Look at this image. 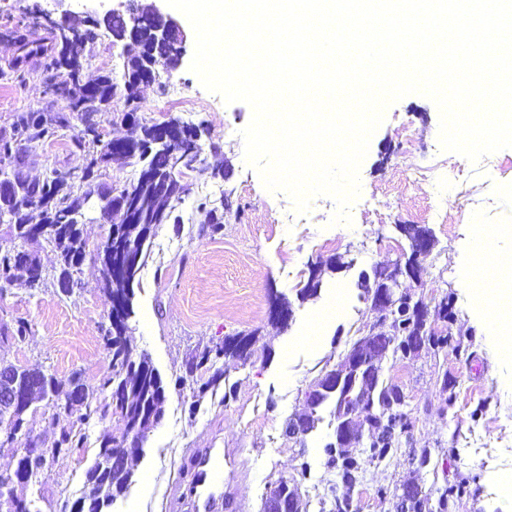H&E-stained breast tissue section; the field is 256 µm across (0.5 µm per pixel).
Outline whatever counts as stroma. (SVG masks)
Instances as JSON below:
<instances>
[{"label":"stroma","mask_w":512,"mask_h":512,"mask_svg":"<svg viewBox=\"0 0 512 512\" xmlns=\"http://www.w3.org/2000/svg\"><path fill=\"white\" fill-rule=\"evenodd\" d=\"M34 16L40 24L31 28L30 39L46 38L42 23L59 18L57 0H0V70L16 56L4 29ZM194 51V42H187L186 63L139 93L138 113L146 121L173 117L198 127L201 156L183 177L188 195L178 207L182 223L161 225L151 237L134 288L128 338L136 351L149 355L167 386V398L164 416L150 430L134 466L137 480L111 512H175L174 489L187 482L197 448L235 454L234 500L224 512H262L266 496L282 479L297 481L299 512H330V505L319 501L335 477L323 452L334 439L329 410H322L321 422L307 435H288L285 426L315 380L358 340L360 328L374 324L376 314L363 297L359 275L409 254L400 230L404 224L428 229L435 245L420 281H402L401 288L432 306L450 299L455 316L446 330L461 347L426 346L411 358L382 360L384 380L398 384L405 395L409 428L392 458L364 463L353 487V512H404L402 486L411 481L429 497L424 512H443L440 493L460 483L464 493L451 498L444 512H512L507 488L512 481V359L492 351L485 320L493 308L478 303L474 288L459 276L480 261L472 249L478 239H486L496 254L512 255V148L490 154L494 168L489 172L449 153V161L464 174L434 196L431 181L415 171L440 162L441 115L429 97L409 94L386 107L370 138L350 223H333L336 203L320 195L310 202L307 223L281 224L277 211L289 195L268 191L245 160L241 132L252 119L251 107L243 101L225 103L206 90L188 64ZM122 71L111 34L98 29L85 78ZM169 84L179 88L180 100L167 97ZM63 106L62 99L45 93L39 64L30 61L21 76L0 79V135L10 133L19 113L32 108L52 113ZM81 128L80 119L71 118L68 128L23 163L8 162V171L35 179L50 167L65 172L81 165L82 153L73 143ZM224 197L230 207L222 233L201 234L208 216L198 209V200ZM433 204L440 218L424 219ZM338 255L345 267L324 269V262ZM314 271L318 295L301 298ZM75 279L70 294L53 281L32 288L21 278L0 292V330L20 321L29 326L24 342H0V360L37 363L62 385L78 376L95 388L111 371L103 340L110 303L94 256H87ZM280 302L292 310L284 327L269 316ZM330 302L336 317L323 327L319 346L304 344ZM239 334L250 335L253 349L265 352V360L218 361L221 377L215 389L193 403L190 389L176 385V378L189 377L204 347ZM228 389L234 392L229 400L224 397ZM27 420L34 433L49 439L78 426L74 416L43 400L32 403ZM118 432L109 419L86 427L84 447L68 449L47 475L15 486V495L34 501L38 512H62L65 503L86 492L85 472L103 436ZM424 452L430 461L423 467ZM303 468L308 475L302 480ZM146 471L151 474L147 481L141 478Z\"/></svg>","instance_id":"1"}]
</instances>
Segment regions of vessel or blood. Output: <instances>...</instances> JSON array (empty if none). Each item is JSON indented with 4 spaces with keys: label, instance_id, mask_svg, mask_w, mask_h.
<instances>
[{
    "label": "vessel or blood",
    "instance_id": "1",
    "mask_svg": "<svg viewBox=\"0 0 512 512\" xmlns=\"http://www.w3.org/2000/svg\"><path fill=\"white\" fill-rule=\"evenodd\" d=\"M234 470L230 453L220 448H200L194 453V467L187 483L176 493V504L187 512H223L224 485Z\"/></svg>",
    "mask_w": 512,
    "mask_h": 512
}]
</instances>
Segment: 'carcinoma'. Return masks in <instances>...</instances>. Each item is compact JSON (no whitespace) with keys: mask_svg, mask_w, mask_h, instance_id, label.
Here are the masks:
<instances>
[{"mask_svg":"<svg viewBox=\"0 0 512 512\" xmlns=\"http://www.w3.org/2000/svg\"><path fill=\"white\" fill-rule=\"evenodd\" d=\"M157 21L149 15L141 16L136 28H131L126 17L114 15L110 21V31L118 38L135 35L132 56L126 62V69L137 75L141 63L159 61L170 52V45L153 37ZM50 33L51 47L46 48L29 39L27 32L15 28L8 31V36L23 43L25 52L15 61L13 72L21 71V66L31 57L41 62V76L46 90L65 101V106L58 112L46 115L43 112H24L14 124L10 136H0V158H10L16 162L23 160L35 144L50 139L58 130L70 125V115L108 110L112 100L117 96L112 77L104 75L92 82L83 79L84 60L90 45L94 41L91 29H82L68 21H50L45 24ZM139 89L135 81H128L124 99L129 111L123 119L131 125V135L125 138V160L138 168L137 179L128 183L121 190V197L105 203L107 221L112 225V236L105 237L96 245L95 253L109 255L113 261L120 263L119 275L104 279L107 298L114 301L123 299L125 318L112 322L111 329L104 336L105 347L111 356V374L103 379L99 388L91 389L74 379V387L65 389L48 378L38 367L25 368L11 365L8 367L18 380L40 383L39 395L52 406L62 409L77 417L80 428L62 431L53 443V448L43 457L30 461L34 475L49 471L60 456V448H78L85 442L82 427L93 422L110 419L121 430V435L104 439L100 442L95 459L86 471V483L93 491L85 503L84 512H109L113 501L124 496L133 483L134 469L128 463L121 468L112 466L110 448L125 438L132 430L147 436L154 427L150 416L163 411L166 401V386L156 373L149 356L137 352L126 340L128 318L133 314V286L145 262L146 244L150 236L146 234L147 226L157 222L163 224L168 220L178 224L181 216L174 214L175 208L183 202V196L169 189L168 197H161L171 178L173 161L168 152L159 148H148L154 139L153 128L137 116V99ZM76 148L85 152L86 163L82 167L83 178L76 180L71 172H61L55 168L46 171L43 179L35 181L16 180L14 192L19 203L37 200L41 222L28 229L29 214L16 213V224L10 227L12 236L24 243L45 241L58 253V268L53 279L69 280L77 269V259L87 252V237L81 227L83 216L77 212L82 197H95L102 191L98 182L101 168L95 167L96 157L103 156L107 149L106 141L101 138H89L80 132L74 139ZM200 210H208L210 224L200 229L205 235L214 236L224 228V215L218 208L207 209V203L197 205ZM38 266L36 257L25 249L0 248V287L9 285L18 269L30 271ZM423 304L419 298L409 297L397 308L393 328L400 340L391 348L394 359H405L410 354V338L414 330L426 325L421 318H416V309ZM103 398H98V395ZM375 401L380 417L366 414L368 442L364 452L370 460L383 461L397 452L400 438L407 432V425L397 424L395 419L386 414L390 405L402 406L404 395L399 385L379 381L375 392ZM328 464L338 469L342 488L330 486L333 502L347 499V491L356 481V473L363 466V459L340 451L336 443L324 446ZM402 497L410 503V508L421 512L427 498L421 495L416 486H408Z\"/></svg>","mask_w":512,"mask_h":512,"instance_id":"carcinoma-1","label":"carcinoma"}]
</instances>
